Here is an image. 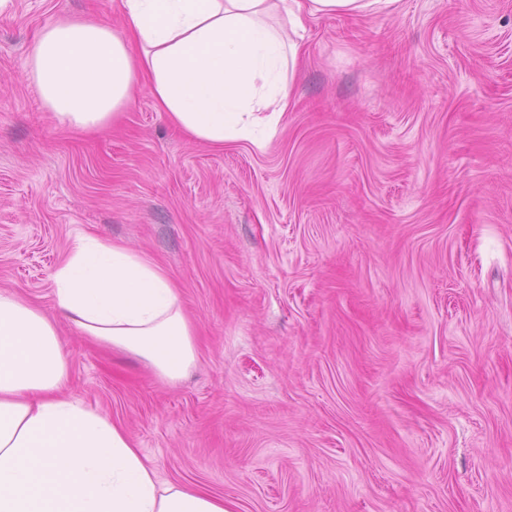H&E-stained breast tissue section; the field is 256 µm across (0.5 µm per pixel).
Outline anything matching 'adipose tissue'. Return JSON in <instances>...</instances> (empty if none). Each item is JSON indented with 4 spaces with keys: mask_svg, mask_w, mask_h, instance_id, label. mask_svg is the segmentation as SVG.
Instances as JSON below:
<instances>
[{
    "mask_svg": "<svg viewBox=\"0 0 512 512\" xmlns=\"http://www.w3.org/2000/svg\"><path fill=\"white\" fill-rule=\"evenodd\" d=\"M396 0H121L120 28L62 16L26 68L69 130L120 119L140 88L187 138L262 145L291 95L305 17L364 15ZM55 315L0 290V512H227L223 495L163 480L128 432L67 394L58 323L164 381L198 363L177 285L124 244L79 235L52 275Z\"/></svg>",
    "mask_w": 512,
    "mask_h": 512,
    "instance_id": "ef3b65f1",
    "label": "adipose tissue"
}]
</instances>
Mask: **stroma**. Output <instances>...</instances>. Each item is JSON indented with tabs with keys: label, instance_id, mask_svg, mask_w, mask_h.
<instances>
[{
	"label": "stroma",
	"instance_id": "obj_1",
	"mask_svg": "<svg viewBox=\"0 0 512 512\" xmlns=\"http://www.w3.org/2000/svg\"><path fill=\"white\" fill-rule=\"evenodd\" d=\"M0 0V289L44 309L83 233L166 270L200 360L170 384L60 323L68 394L229 512H512V0L307 19L264 146L192 142L141 90L61 128L27 80L61 12Z\"/></svg>",
	"mask_w": 512,
	"mask_h": 512
}]
</instances>
